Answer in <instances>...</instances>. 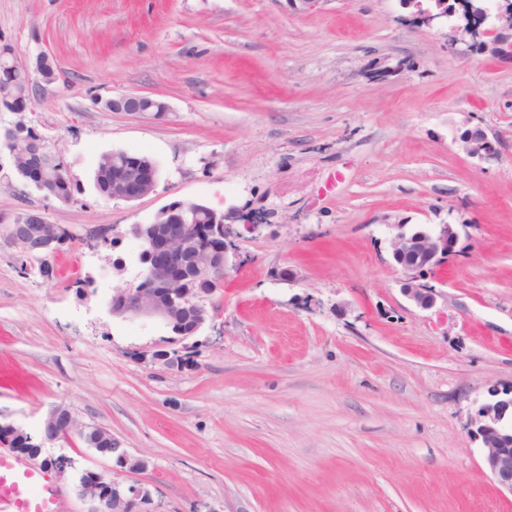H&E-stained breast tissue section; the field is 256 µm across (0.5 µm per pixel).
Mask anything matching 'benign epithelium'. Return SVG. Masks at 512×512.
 I'll return each mask as SVG.
<instances>
[{"label": "benign epithelium", "mask_w": 512, "mask_h": 512, "mask_svg": "<svg viewBox=\"0 0 512 512\" xmlns=\"http://www.w3.org/2000/svg\"><path fill=\"white\" fill-rule=\"evenodd\" d=\"M288 10L296 14H307L320 8L323 0H285ZM437 13L424 7V0H402L403 5L412 9L415 22L430 25L434 19L461 12L464 25L460 32L482 45L484 53L491 57L507 55L504 47L512 45V0H496L493 23L485 25L483 17L487 12L472 2L463 0H432ZM52 66L50 56L44 52L36 55L33 66L20 62L16 54L0 61V108L25 121L26 113L33 111L35 104L48 88L59 80L58 72L46 75V68ZM106 109L114 112L145 113L163 117L169 112L166 102L139 94H123L104 102ZM467 152L485 158L495 155V147L484 132L476 128L466 138ZM110 179L112 200L134 202L150 193L158 181V168L152 161L138 154L119 151L114 153ZM21 180L34 187H40L48 180L44 165L34 162L20 172ZM200 209L194 201H178L162 208L149 224H134L130 234L141 242L143 255L144 282L134 281L126 288L115 290L112 295V315L120 318L160 319L174 334L172 341L182 342L195 335L211 319L207 302L189 292L177 294L164 291L173 282L181 281V266L178 258L185 249L206 240L209 245L198 248L194 262L200 273L208 280L224 283L226 277L229 238L233 234L224 218L204 224L198 218ZM72 231L64 224H53L49 235L34 250L46 254L56 253L70 243ZM459 240L452 225L444 224L434 232L418 230L395 236L393 258L401 267L404 276L406 296L414 304L428 309L435 303L436 288L425 281L434 275L448 261ZM196 308L197 318L189 327L179 324L182 310ZM508 401H497L481 406L470 420L472 434L482 446V460L490 473L496 489L512 495V450L503 447L501 430ZM112 462L119 468L145 471L148 460L140 459L134 464V456L114 443ZM79 498L87 505L86 512H159L152 489L144 484L122 485L96 479V483L77 490Z\"/></svg>", "instance_id": "7a95c632"}]
</instances>
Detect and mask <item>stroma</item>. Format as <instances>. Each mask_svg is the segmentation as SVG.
Here are the masks:
<instances>
[{
	"instance_id": "obj_1",
	"label": "stroma",
	"mask_w": 512,
	"mask_h": 512,
	"mask_svg": "<svg viewBox=\"0 0 512 512\" xmlns=\"http://www.w3.org/2000/svg\"><path fill=\"white\" fill-rule=\"evenodd\" d=\"M462 23L400 0H0V44L61 72L27 120L74 187L44 198L0 153V424L36 436L65 407L149 462L45 444L75 462L69 512L84 469L149 483L162 512H512L470 435L512 387V58L449 43ZM130 93L170 110L102 105ZM477 126L497 157L466 152ZM116 151L157 165L153 193L99 192ZM183 200L234 235L216 317L169 370L139 353L170 329L108 303L139 269L127 228ZM29 212L76 237L49 281L7 235ZM444 224L459 243L423 309L392 240ZM98 226L113 245H83Z\"/></svg>"
}]
</instances>
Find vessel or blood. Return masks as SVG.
Listing matches in <instances>:
<instances>
[{
	"mask_svg": "<svg viewBox=\"0 0 512 512\" xmlns=\"http://www.w3.org/2000/svg\"><path fill=\"white\" fill-rule=\"evenodd\" d=\"M0 512H67V504L44 468L0 452Z\"/></svg>",
	"mask_w": 512,
	"mask_h": 512,
	"instance_id": "obj_1",
	"label": "vessel or blood"
}]
</instances>
